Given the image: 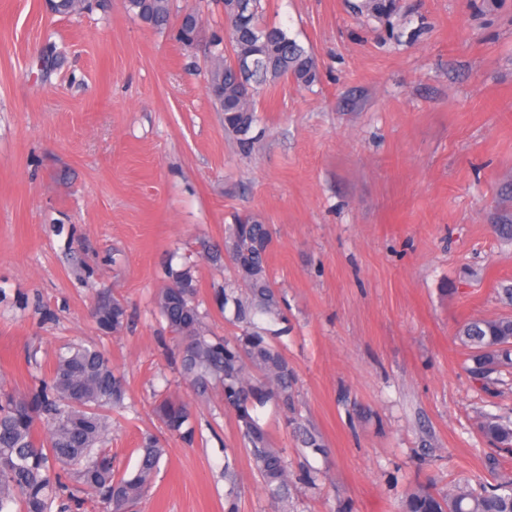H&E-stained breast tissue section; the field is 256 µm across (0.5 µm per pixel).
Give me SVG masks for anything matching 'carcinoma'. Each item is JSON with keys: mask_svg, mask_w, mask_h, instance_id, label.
Instances as JSON below:
<instances>
[{"mask_svg": "<svg viewBox=\"0 0 512 512\" xmlns=\"http://www.w3.org/2000/svg\"><path fill=\"white\" fill-rule=\"evenodd\" d=\"M233 28L230 49L224 40L211 43L213 67L209 96L224 113V129L240 148L253 147L252 130L258 121L256 97L278 80L300 86L319 81L313 54L286 31L262 20L260 0L253 9L237 13V0H221ZM394 0H361L359 9L379 17ZM130 11L143 23L161 28L170 18V0H128ZM246 64L238 70L235 59ZM494 230L512 238V207L496 210ZM269 226L244 216L224 228V252L206 241L201 247L213 262L224 261L221 309H232L235 336H216L204 322L197 299L194 265L185 262L167 270L156 307L173 341L171 358L194 393L207 396L218 389L224 408L234 413L240 440L261 490L271 500H288L290 483L319 487L321 472L305 466L289 479L283 450L273 446L258 410L271 403L283 414H296L295 375L282 352L279 338L288 334L282 296L274 288L268 264ZM91 317L108 334L122 330L129 315L125 299L112 296L94 304ZM458 339L472 350L470 372L484 376L512 366V316L475 319L462 325ZM124 376L107 354L96 347L71 344L55 358L49 379L39 387L19 392L0 385V512H77L87 501L98 512H135L152 487L166 448L161 439L146 434L130 473L115 470L105 447L108 412L124 406ZM154 414L165 430L191 444L195 429L184 401L164 396L155 401ZM298 444L313 453L325 452L321 436L292 418ZM480 429L496 448H512V420L486 416ZM224 512H238L234 467L224 464ZM402 512H512V478L479 490L458 482L446 491L419 487L405 497Z\"/></svg>", "mask_w": 512, "mask_h": 512, "instance_id": "carcinoma-1", "label": "carcinoma"}]
</instances>
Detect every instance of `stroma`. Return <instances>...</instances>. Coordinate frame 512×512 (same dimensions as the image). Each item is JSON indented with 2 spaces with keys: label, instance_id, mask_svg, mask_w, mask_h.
I'll return each instance as SVG.
<instances>
[{
  "label": "stroma",
  "instance_id": "obj_1",
  "mask_svg": "<svg viewBox=\"0 0 512 512\" xmlns=\"http://www.w3.org/2000/svg\"><path fill=\"white\" fill-rule=\"evenodd\" d=\"M356 2L261 0L320 79L267 89L244 153L208 94L220 0H171L166 29L126 0L67 16L0 0V384L31 389L68 342L104 348L127 380L107 439L116 468H134L143 433L166 438L139 512H224L228 448L239 512H399L420 485L512 477V452L478 427L512 417V371L473 376L455 338L512 314L498 293L512 242L490 224L512 179V0H396L382 20ZM189 12L187 46L174 27ZM247 214L270 227L282 350L325 447L298 456L264 409L290 469L326 474L284 505L261 491L221 393L197 398L172 364L155 308L167 266L193 261L207 324L235 335L215 303L224 266L199 242L223 248ZM112 294L131 321L105 334L90 309ZM162 392L188 403L201 442L164 435Z\"/></svg>",
  "mask_w": 512,
  "mask_h": 512
}]
</instances>
